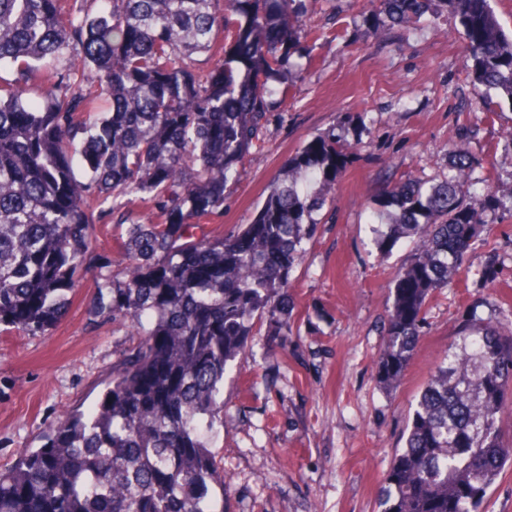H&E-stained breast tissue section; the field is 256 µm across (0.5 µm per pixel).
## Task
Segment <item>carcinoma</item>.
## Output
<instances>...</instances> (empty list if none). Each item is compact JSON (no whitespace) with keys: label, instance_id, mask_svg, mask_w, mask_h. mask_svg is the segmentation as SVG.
I'll use <instances>...</instances> for the list:
<instances>
[{"label":"carcinoma","instance_id":"1","mask_svg":"<svg viewBox=\"0 0 512 512\" xmlns=\"http://www.w3.org/2000/svg\"><path fill=\"white\" fill-rule=\"evenodd\" d=\"M0 0V333L59 325L85 270L94 321L128 322L137 341L96 408L65 412L44 444L0 471V512H225L211 435L224 375L262 325L288 335V284L336 201L353 145L331 128L288 158L250 221L210 237L224 191L288 91L294 50L321 37L306 0ZM445 11L458 21L473 90L512 104V35L489 0H377L368 33ZM220 54L208 70L193 55ZM67 59L60 72L57 63ZM47 85L40 102L30 84ZM436 182L388 186L372 224L381 256L403 240L378 382L396 384L430 298L461 276L498 284L496 256L466 260L505 207L454 142ZM149 209L144 224L133 206ZM126 266L87 256L105 218ZM512 405V330L467 315L421 390L380 512H486L512 465L499 424Z\"/></svg>","mask_w":512,"mask_h":512}]
</instances>
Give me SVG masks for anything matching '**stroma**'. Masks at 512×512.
Wrapping results in <instances>:
<instances>
[{"label":"stroma","instance_id":"1","mask_svg":"<svg viewBox=\"0 0 512 512\" xmlns=\"http://www.w3.org/2000/svg\"><path fill=\"white\" fill-rule=\"evenodd\" d=\"M306 22L324 39L301 46L311 65L288 94L224 192L212 236L247 223L267 186L304 143L343 126L356 150L336 203L290 280L287 338L260 334L224 377V426L214 450L224 466L226 512H377L416 399L456 338L468 299L481 317L512 310V211L501 210L488 244L499 251L498 287L456 282L434 296L400 383L382 387L377 361L392 297L389 281L411 258L409 242L379 261L371 220L388 179H438L450 142L490 155L495 181L512 193V107L487 120L463 67L460 28L448 14L368 34L370 0H309ZM84 278L60 325L37 336L0 334V469L13 466L67 410L91 412L129 344L125 327L88 320Z\"/></svg>","mask_w":512,"mask_h":512}]
</instances>
